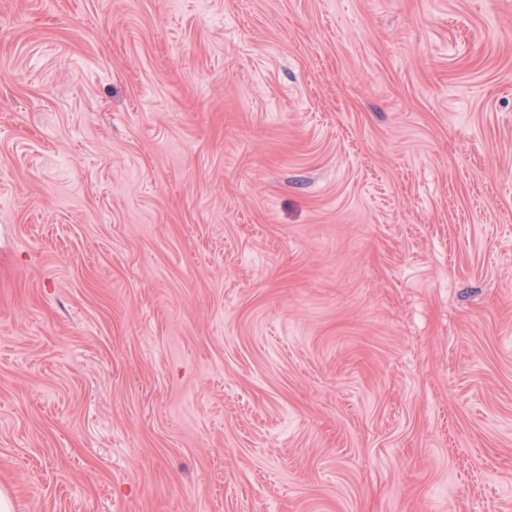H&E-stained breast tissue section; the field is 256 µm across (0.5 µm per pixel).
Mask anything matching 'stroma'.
I'll return each instance as SVG.
<instances>
[{"label":"stroma","mask_w":512,"mask_h":512,"mask_svg":"<svg viewBox=\"0 0 512 512\" xmlns=\"http://www.w3.org/2000/svg\"><path fill=\"white\" fill-rule=\"evenodd\" d=\"M16 512H512V0H0Z\"/></svg>","instance_id":"stroma-1"}]
</instances>
